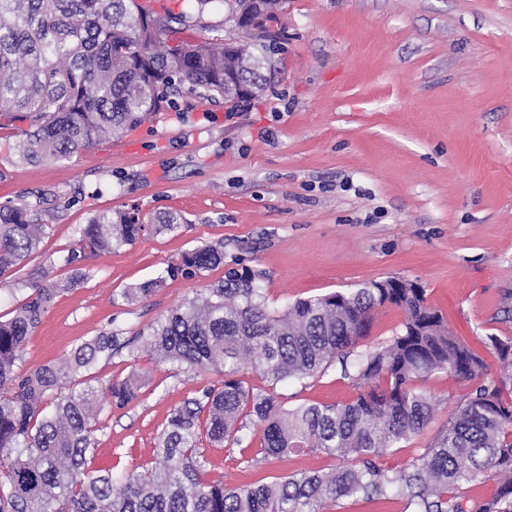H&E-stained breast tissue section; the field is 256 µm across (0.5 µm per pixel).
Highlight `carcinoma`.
Listing matches in <instances>:
<instances>
[{
    "label": "carcinoma",
    "instance_id": "cac0c4a2",
    "mask_svg": "<svg viewBox=\"0 0 512 512\" xmlns=\"http://www.w3.org/2000/svg\"><path fill=\"white\" fill-rule=\"evenodd\" d=\"M181 21L138 0H0V129L17 124L19 165L62 159L122 135L162 112L170 97L187 93L233 101L246 84L264 90L271 80L263 38L225 43L177 37ZM42 218L26 204L0 205V275L25 265L36 251ZM174 215L144 221L138 210L103 212L80 228L66 263L84 252L110 253L144 233L175 234ZM224 263V246L185 252L181 264L123 291L136 303L178 274L195 275ZM48 270L28 274L32 293L0 320V512H323L347 498L401 499L407 512H467V489L498 481L493 500L478 512H512V371L487 377L482 356L451 335L427 304L418 283L373 280L296 302L279 312L268 304L261 271L243 267L173 309L137 335L159 364L224 373L173 410L147 465L117 478L92 469L93 422L105 405L124 408L142 388L131 375L91 384L102 360L134 341L102 331L80 340L64 357L21 374L18 361L57 296L85 278L79 268L64 281ZM393 306L403 319L393 336L364 349L378 311ZM261 373L268 388L245 385L240 367ZM334 370L362 388L347 404L287 406L278 384ZM448 373L475 387L462 396L444 428L400 469L378 460L433 417L419 382ZM69 391L61 394V388ZM260 429V448L242 462L324 453L338 465L269 483L229 487L206 481L209 465L196 448L243 444Z\"/></svg>",
    "mask_w": 512,
    "mask_h": 512
}]
</instances>
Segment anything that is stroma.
Here are the masks:
<instances>
[{"label": "stroma", "instance_id": "1", "mask_svg": "<svg viewBox=\"0 0 512 512\" xmlns=\"http://www.w3.org/2000/svg\"><path fill=\"white\" fill-rule=\"evenodd\" d=\"M187 15L188 38L234 36L222 0H162ZM282 53L265 93L227 107L183 93L123 136L69 158L15 166L14 131H0V203L50 217L25 269L0 278V317L29 289L30 270L69 277L65 257L101 212L174 214L177 234L78 262L87 279L60 294L18 363L32 371L106 330L131 337L204 295L229 268L265 275L269 305L359 287L387 276L420 284L449 330L503 365L486 337L512 340V0H284ZM224 245V263L169 279L147 300L123 291L184 252ZM136 373L135 403L105 408L91 466L115 473L147 464L171 412L214 372L156 363L146 347L100 362L99 382ZM434 413L425 431L381 458L400 468L447 423L471 383L441 373L422 383ZM286 404H345L360 389L328 372L278 385ZM198 446L207 480L243 486L301 471H329L322 453L250 467L239 448Z\"/></svg>", "mask_w": 512, "mask_h": 512}]
</instances>
